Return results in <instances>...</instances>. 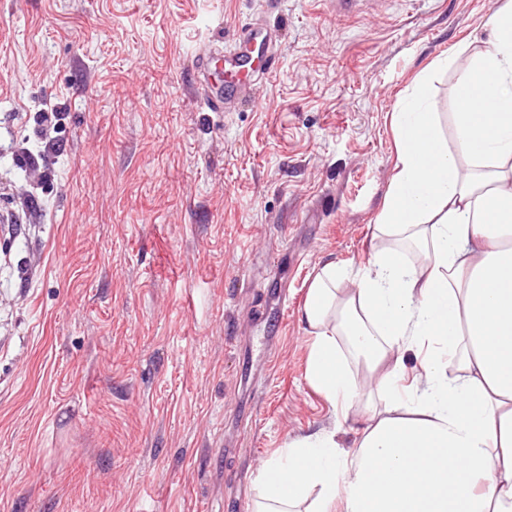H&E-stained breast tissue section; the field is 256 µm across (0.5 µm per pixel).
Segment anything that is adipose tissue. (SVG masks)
Here are the masks:
<instances>
[{
    "mask_svg": "<svg viewBox=\"0 0 512 512\" xmlns=\"http://www.w3.org/2000/svg\"><path fill=\"white\" fill-rule=\"evenodd\" d=\"M490 23L476 57L448 60L453 138L423 88L391 116L371 262H325L308 287L309 384L345 412L351 366L372 387L353 445L289 440L257 470L254 512H512V0Z\"/></svg>",
    "mask_w": 512,
    "mask_h": 512,
    "instance_id": "obj_1",
    "label": "adipose tissue"
}]
</instances>
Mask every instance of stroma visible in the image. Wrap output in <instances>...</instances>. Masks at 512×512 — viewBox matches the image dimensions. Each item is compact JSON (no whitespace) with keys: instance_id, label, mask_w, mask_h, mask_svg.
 <instances>
[{"instance_id":"obj_1","label":"stroma","mask_w":512,"mask_h":512,"mask_svg":"<svg viewBox=\"0 0 512 512\" xmlns=\"http://www.w3.org/2000/svg\"><path fill=\"white\" fill-rule=\"evenodd\" d=\"M497 0H0V512H238L295 436L317 266H364L416 76L445 134ZM275 33L204 105L201 46ZM57 104L43 152L39 112ZM262 60L256 61L251 56L238 55L235 53L230 59H225L222 49L203 48L197 53L196 70L198 83L201 93L204 96V102L207 107L214 112H225L235 98L246 93L249 87L242 83L240 79H224V85L215 86L213 80L216 74L221 73L227 65V70H232L235 74L241 73L252 80L267 79L278 67V60L274 55H267L263 51L260 56ZM226 70V71H227ZM257 73L254 79L253 74Z\"/></svg>"}]
</instances>
